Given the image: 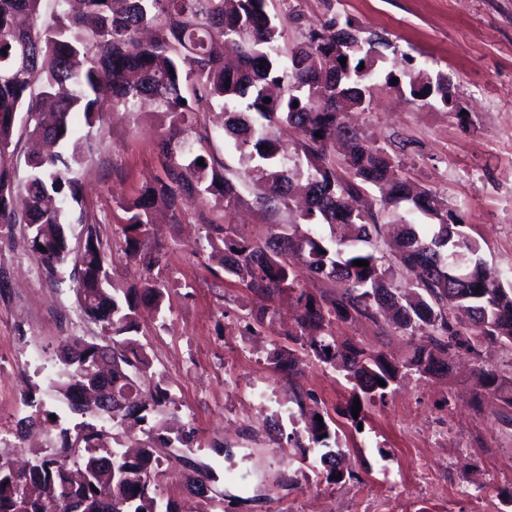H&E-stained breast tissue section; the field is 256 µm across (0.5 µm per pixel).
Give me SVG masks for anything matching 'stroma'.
I'll list each match as a JSON object with an SVG mask.
<instances>
[{
	"mask_svg": "<svg viewBox=\"0 0 512 512\" xmlns=\"http://www.w3.org/2000/svg\"><path fill=\"white\" fill-rule=\"evenodd\" d=\"M266 10L283 24L284 53L303 42L308 23L333 15L388 40L371 105L350 114L351 124L395 157L400 176L457 209L486 266L512 281V0H266ZM408 60L431 75L448 73L455 112L408 102L385 84ZM72 122L93 148L77 173L80 200L65 205L66 234L75 245L86 226L96 227L118 287L163 285L164 319H143L138 333L155 380L173 398L153 422L164 435L184 434L175 452L209 471L226 512H512V431L477 380L483 368L512 378V351L495 344L477 358L461 350L448 372L409 373L384 399L363 404L361 425L352 424L343 414L350 384L288 334L294 293L262 297L225 277L223 242L204 239V214L251 239L298 220L296 209L258 203L255 181L224 140L223 115L199 112L193 131L208 132V149L236 187L233 206L186 197L177 211L157 207L135 256L124 208L161 175L155 139L168 121L148 104L105 112L93 128L79 113ZM142 253L159 255L160 264L145 268ZM262 307L274 319L260 327L252 316ZM331 330L393 361L411 350L382 318L337 321ZM67 332L108 340L78 316L69 284L49 283L23 225H0V457L34 458L60 428L81 422L49 389ZM277 349L300 358L297 371L273 364ZM315 412L338 432L341 481L327 480L319 451L300 449ZM30 415L38 427L22 429Z\"/></svg>",
	"mask_w": 512,
	"mask_h": 512,
	"instance_id": "stroma-1",
	"label": "stroma"
}]
</instances>
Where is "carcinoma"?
Masks as SVG:
<instances>
[{
    "instance_id": "carcinoma-1",
    "label": "carcinoma",
    "mask_w": 512,
    "mask_h": 512,
    "mask_svg": "<svg viewBox=\"0 0 512 512\" xmlns=\"http://www.w3.org/2000/svg\"><path fill=\"white\" fill-rule=\"evenodd\" d=\"M45 2L0 0V50H6L0 55V224L25 225L50 280L81 261L76 302L84 319L100 325L112 343L62 340L61 367L50 388L86 420L61 429L59 445L23 469L0 457V512H187L174 500L156 497L159 483L181 458L163 464L150 438L136 443L134 452L127 444V429L147 423L172 402L168 389L152 385L148 353L135 336L143 312L163 316L161 285L116 286L107 245L95 227H87L79 257L64 234L63 202L78 201L75 173L91 149L74 137L75 112L92 128L103 120L105 104L126 107L147 98L169 117L156 142L164 177L125 207L124 232L132 248L153 209L176 210L183 193L205 203L222 201L226 208L236 198L225 166L206 147L208 135L195 144L184 137L181 126L200 104L227 114L225 136L260 186L262 201L283 204L295 189L304 190L308 206L300 221L259 240L205 216L202 223L212 233L208 242L224 243V272L253 291L273 295L297 288L293 258L314 276L345 283L338 296L300 293L295 335L315 359L343 373L353 384V398L384 399L404 369L422 376L446 371L457 349L479 356L486 343L512 348V284H504L478 256L462 217L436 194L396 176L393 157L343 121L346 112L370 103L378 47L389 43L364 38L350 20L342 27L332 16L308 24L305 44L285 58L278 46L282 30L266 11V0H124L120 10L114 0H81L76 13L67 11L68 0H53L56 22L40 27ZM392 78L387 73L386 84L406 89L414 100L452 104L445 74L412 71L395 83ZM276 125L298 135L295 155L273 137ZM338 142L349 147L340 173L331 159ZM21 143L28 167L22 183L13 163ZM371 188L381 194L377 209L364 203ZM17 191L28 199L21 213L12 206ZM403 202L438 223L425 241L405 217L396 220L402 236L393 250L408 273L400 287L391 283L378 240L386 212ZM319 225L328 226L329 235H318ZM456 253L470 259L466 282L459 284L453 278ZM356 260L368 266L358 267ZM382 311L410 340V356L402 363L341 342L329 330L335 320ZM108 382L126 401L110 413L94 400ZM481 386L501 402L498 420L512 430V379L486 371ZM103 421L121 431L111 432ZM306 429L309 443L325 449L327 478H336V432L314 416Z\"/></svg>"
}]
</instances>
